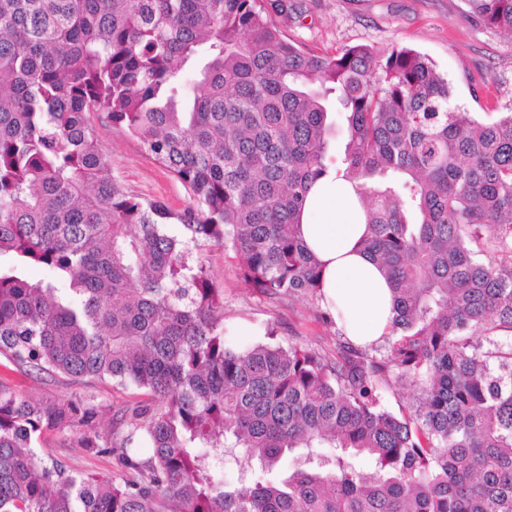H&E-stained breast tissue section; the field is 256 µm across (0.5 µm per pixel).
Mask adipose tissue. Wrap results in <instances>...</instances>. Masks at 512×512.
<instances>
[{
	"label": "adipose tissue",
	"mask_w": 512,
	"mask_h": 512,
	"mask_svg": "<svg viewBox=\"0 0 512 512\" xmlns=\"http://www.w3.org/2000/svg\"><path fill=\"white\" fill-rule=\"evenodd\" d=\"M307 246L322 264L321 304L354 345L372 347L391 332V285L363 250L366 232L358 199L343 183L325 178L310 191L300 226Z\"/></svg>",
	"instance_id": "1"
}]
</instances>
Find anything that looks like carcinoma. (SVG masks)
<instances>
[{
    "instance_id": "1",
    "label": "carcinoma",
    "mask_w": 512,
    "mask_h": 512,
    "mask_svg": "<svg viewBox=\"0 0 512 512\" xmlns=\"http://www.w3.org/2000/svg\"><path fill=\"white\" fill-rule=\"evenodd\" d=\"M469 4L512 34V0ZM101 114L189 190L182 235L112 179ZM330 175L363 208L395 340L370 354L345 339L334 358L229 342L224 289L190 246L233 250L252 291L305 296L334 324L297 231ZM500 328L512 107L477 120L412 49L315 54L261 0H0V365L138 397L36 401L0 377V512H512ZM392 377L416 395L400 414L379 400ZM63 432L119 477L56 459ZM226 457L250 478L224 484Z\"/></svg>"
}]
</instances>
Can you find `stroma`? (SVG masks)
Here are the masks:
<instances>
[{
    "instance_id": "35a3bbf8",
    "label": "stroma",
    "mask_w": 512,
    "mask_h": 512,
    "mask_svg": "<svg viewBox=\"0 0 512 512\" xmlns=\"http://www.w3.org/2000/svg\"><path fill=\"white\" fill-rule=\"evenodd\" d=\"M263 0L289 40L318 54L333 55L365 45L386 54L413 49L428 58L453 89L456 100L480 120L498 117L512 105V36L483 25L467 0ZM113 179L131 194L160 200L174 212L190 199L186 188L142 144L114 127L96 123ZM212 280L224 290V324L239 341L262 342L267 329L285 345L335 353L336 326L322 322L304 297L272 301L245 288L232 252L219 246L194 249ZM53 455L71 467L115 475L107 455L90 456L69 435L49 438Z\"/></svg>"
}]
</instances>
